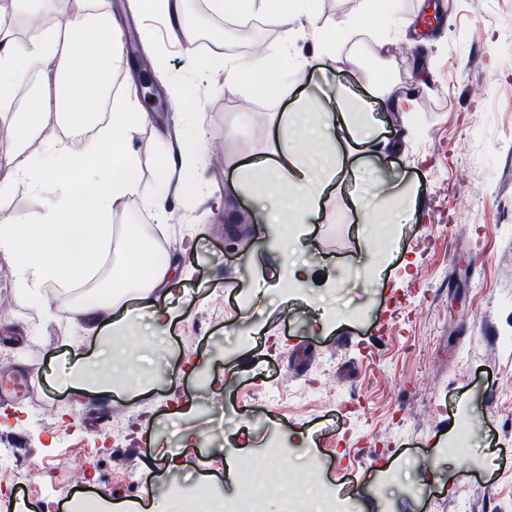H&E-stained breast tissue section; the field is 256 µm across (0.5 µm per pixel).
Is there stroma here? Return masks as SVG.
<instances>
[{
	"label": "stroma",
	"mask_w": 512,
	"mask_h": 512,
	"mask_svg": "<svg viewBox=\"0 0 512 512\" xmlns=\"http://www.w3.org/2000/svg\"><path fill=\"white\" fill-rule=\"evenodd\" d=\"M101 2L123 31L112 97L151 115L126 145L143 194L112 222L161 236L163 255L179 258L166 289L177 318L123 388L75 392L62 371L95 356L113 311L76 315L73 297L51 287L58 315L46 318L0 253L10 300L0 377L35 370L29 395L0 405V469L42 472L23 489L0 484V512H14L22 492L51 512L87 498L165 501L191 483L234 500L277 451L283 473L319 471L338 512H512V0H444L436 31L432 0H390L389 29L318 59L323 29L353 18L359 0H314L289 29L266 33L234 25L211 0H180V27L139 0ZM134 41L155 59L150 77L182 96L159 107L140 95L148 76L127 50ZM230 43L311 65L287 84L272 73L258 87L231 85ZM339 87L366 105L369 136L344 143V169L297 255L307 285L293 288L288 256L266 234L230 245L222 226L257 209L235 185L268 150L273 113L335 111ZM400 90L413 111L388 106ZM174 127L184 139L201 128L223 145L224 165L203 164L194 191L156 207ZM397 186L413 211L402 224L382 203ZM186 429L197 446L175 470Z\"/></svg>",
	"instance_id": "stroma-1"
}]
</instances>
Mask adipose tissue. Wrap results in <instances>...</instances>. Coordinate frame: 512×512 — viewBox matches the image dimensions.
Segmentation results:
<instances>
[{"instance_id": "adipose-tissue-1", "label": "adipose tissue", "mask_w": 512, "mask_h": 512, "mask_svg": "<svg viewBox=\"0 0 512 512\" xmlns=\"http://www.w3.org/2000/svg\"><path fill=\"white\" fill-rule=\"evenodd\" d=\"M11 6L31 19L53 14L54 21L36 40L21 41L0 32V124L15 133L8 159L11 177L0 181V199L10 196L15 181L23 180L48 194L49 205L40 218L43 233L39 236L30 232L23 217L1 213L0 252L13 257L22 290L41 298L43 312L51 318L55 312L42 299L44 288L52 283L81 287L95 279V267L105 252L122 250L114 241L112 211L142 193L138 158L125 153L124 147L147 115L119 103L108 112L88 108L90 101L100 100L108 89L120 42L118 23L111 14L99 10L96 0H11ZM374 19L388 26L385 0H361L357 22L337 23L322 35L318 55L335 52L338 44L356 36L357 23ZM44 59L55 60L53 74L43 75L34 93L18 99L21 65ZM307 65V60L280 56L243 58L228 67L226 79L238 83L272 70L288 80ZM336 100L340 110L336 117L327 113L312 116L305 111L276 114L270 128L271 155H258L245 167L247 176L262 181L271 201L263 210L262 226L292 224V239H281L280 244L294 251L300 249L305 226L319 209L326 187L334 182L337 166L345 162L340 151L342 134L353 135L360 128L356 119L360 107L345 89H337ZM47 112L57 114L60 131L46 138L42 152L30 153L27 144L40 136L42 116ZM304 125L310 130L311 141L322 144L324 153L331 156L330 163L322 168H314L311 155L298 145L295 129ZM63 265L72 269V276L60 277ZM113 268L116 275L111 289L100 296L82 298L77 313L85 316L105 303L115 307L128 297L141 298L150 334H164L177 311L152 301L151 296L176 274L178 259L150 265L122 259ZM139 331L134 316L114 319L101 341L99 356L70 366L68 386L80 391L115 388L120 366L112 358V344Z\"/></svg>"}]
</instances>
